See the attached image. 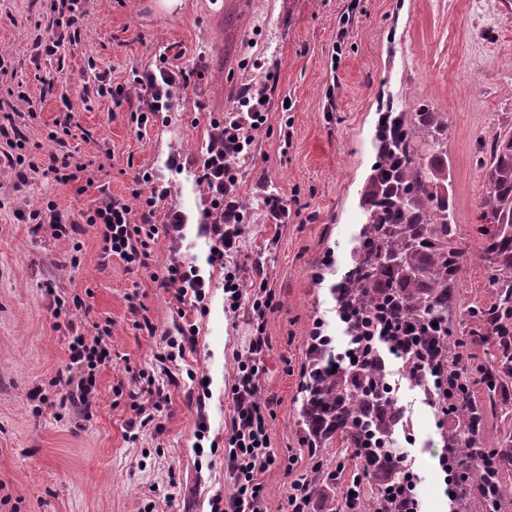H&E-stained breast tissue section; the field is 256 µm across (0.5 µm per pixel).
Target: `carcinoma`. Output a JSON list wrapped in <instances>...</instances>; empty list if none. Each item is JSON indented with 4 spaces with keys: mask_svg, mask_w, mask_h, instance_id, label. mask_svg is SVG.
Listing matches in <instances>:
<instances>
[{
    "mask_svg": "<svg viewBox=\"0 0 512 512\" xmlns=\"http://www.w3.org/2000/svg\"><path fill=\"white\" fill-rule=\"evenodd\" d=\"M448 131L442 112L421 107L389 112L378 129L377 160L363 189L365 223L357 236L355 265L333 293L340 313L349 314L347 333L355 342L370 329L369 317L391 298L403 321L421 325L436 320L443 326L442 335L432 340L435 359H406L404 376L433 393L437 402L452 406L451 426L442 433L451 472L459 460H472L485 450L480 432L488 405L507 395L508 386L487 370L485 401L472 402L462 394L466 377L451 366L458 345L450 340L448 314L465 254L456 242L449 192ZM481 165L485 191L478 204L482 224L477 233L496 301L466 310L463 321L471 336L512 320V127L489 136ZM318 341L316 353L309 355L303 417L319 413L329 424L315 444L336 435L365 456L369 437L388 436L398 421L386 394V371L377 360L362 371H325L321 354L332 347L333 338L320 335ZM488 484L480 469L467 481L452 482L459 512H487ZM358 507L359 512H398L400 503L377 488L369 495L358 492Z\"/></svg>",
    "mask_w": 512,
    "mask_h": 512,
    "instance_id": "carcinoma-1",
    "label": "carcinoma"
}]
</instances>
